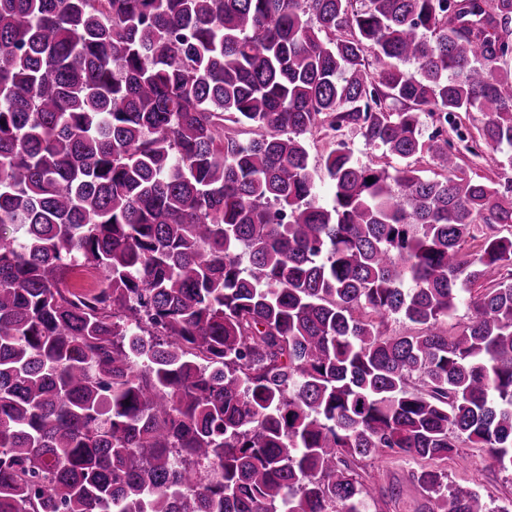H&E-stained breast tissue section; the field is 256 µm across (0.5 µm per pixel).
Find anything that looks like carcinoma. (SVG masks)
I'll list each match as a JSON object with an SVG mask.
<instances>
[{"mask_svg": "<svg viewBox=\"0 0 512 512\" xmlns=\"http://www.w3.org/2000/svg\"><path fill=\"white\" fill-rule=\"evenodd\" d=\"M509 45L512 0H0V512H365L360 460L467 443L512 473V197L461 165L512 170ZM342 139L348 143L355 157L363 164L378 168L385 167L390 172H393V168L400 167L398 159L389 155L385 156L381 149L366 145L359 128L356 126L344 129ZM498 158V154L486 149L482 159H473L468 155L467 159H464L463 167L468 175L475 176V174H478L495 179L499 184V189L503 192L510 185L508 180L512 178V172L507 170V173L504 174V171L497 165ZM471 160H473V164L469 162Z\"/></svg>", "mask_w": 512, "mask_h": 512, "instance_id": "1", "label": "carcinoma"}]
</instances>
